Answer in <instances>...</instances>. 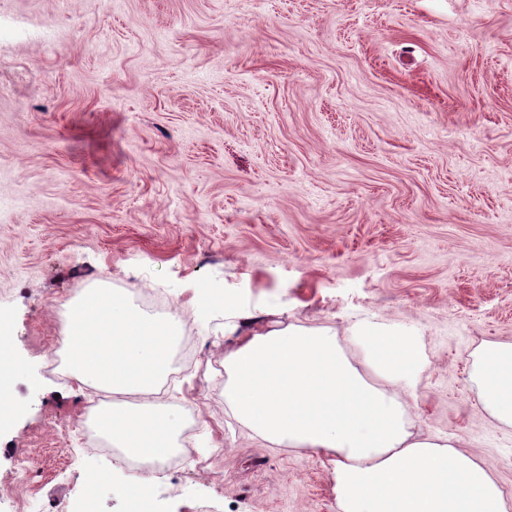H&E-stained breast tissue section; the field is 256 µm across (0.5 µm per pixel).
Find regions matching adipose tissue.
I'll return each instance as SVG.
<instances>
[{
  "instance_id": "ef3b65f1",
  "label": "adipose tissue",
  "mask_w": 512,
  "mask_h": 512,
  "mask_svg": "<svg viewBox=\"0 0 512 512\" xmlns=\"http://www.w3.org/2000/svg\"><path fill=\"white\" fill-rule=\"evenodd\" d=\"M358 369L335 331L280 321L224 357V402L257 438L332 465L337 512H512L483 461L413 434L399 392L427 365L417 337L385 325L350 330ZM471 378L483 409L512 424V342L482 345Z\"/></svg>"
}]
</instances>
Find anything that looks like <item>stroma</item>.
<instances>
[{
  "label": "stroma",
  "mask_w": 512,
  "mask_h": 512,
  "mask_svg": "<svg viewBox=\"0 0 512 512\" xmlns=\"http://www.w3.org/2000/svg\"><path fill=\"white\" fill-rule=\"evenodd\" d=\"M0 311L17 364L0 512H125L131 472L89 451L93 388L51 371L77 293L142 290L194 328L163 401L200 426L154 474L155 512H336L331 466L224 404V301L253 321L420 336L414 433L487 462L512 497V426L476 350L512 341V0H0ZM208 458L198 472L197 458Z\"/></svg>",
  "instance_id": "1"
}]
</instances>
